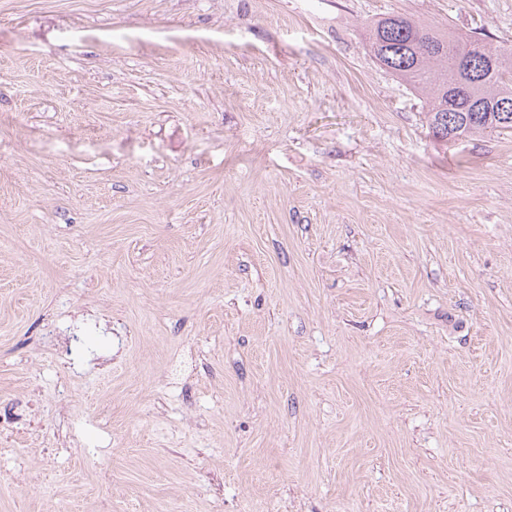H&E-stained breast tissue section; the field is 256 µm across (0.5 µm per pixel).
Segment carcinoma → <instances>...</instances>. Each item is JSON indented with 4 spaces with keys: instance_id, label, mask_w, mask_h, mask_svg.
Instances as JSON below:
<instances>
[{
    "instance_id": "carcinoma-1",
    "label": "carcinoma",
    "mask_w": 512,
    "mask_h": 512,
    "mask_svg": "<svg viewBox=\"0 0 512 512\" xmlns=\"http://www.w3.org/2000/svg\"><path fill=\"white\" fill-rule=\"evenodd\" d=\"M377 64L425 97L429 131L438 140L512 132V48H494L406 15L366 26ZM472 73L466 92L456 87L461 67Z\"/></svg>"
}]
</instances>
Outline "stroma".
Instances as JSON below:
<instances>
[{
	"instance_id": "35a3bbf8",
	"label": "stroma",
	"mask_w": 512,
	"mask_h": 512,
	"mask_svg": "<svg viewBox=\"0 0 512 512\" xmlns=\"http://www.w3.org/2000/svg\"><path fill=\"white\" fill-rule=\"evenodd\" d=\"M387 14L512 47V0H0V512H512V133L435 140Z\"/></svg>"
}]
</instances>
